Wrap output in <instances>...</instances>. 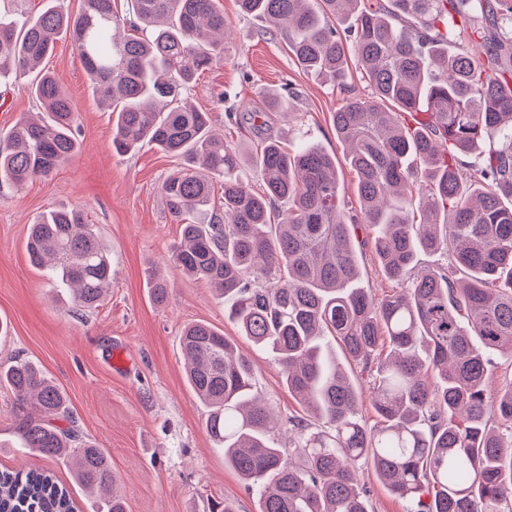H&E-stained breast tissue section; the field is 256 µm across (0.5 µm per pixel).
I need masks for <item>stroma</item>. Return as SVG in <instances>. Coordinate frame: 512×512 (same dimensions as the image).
<instances>
[{"label":"stroma","mask_w":512,"mask_h":512,"mask_svg":"<svg viewBox=\"0 0 512 512\" xmlns=\"http://www.w3.org/2000/svg\"><path fill=\"white\" fill-rule=\"evenodd\" d=\"M228 38L224 61L187 90L188 101L211 113L213 126L245 157L253 190L261 181L254 161L259 139L279 138L295 149L304 142L336 157L350 213L360 211L356 175L332 124L347 98L368 95L356 60L345 84L303 71L280 31L243 15L236 0H218ZM42 67L72 101L78 153L49 177L21 188L0 184V365L22 359L38 365L65 392L82 438L103 448L119 479L127 512H204L209 500H228L235 512H260L258 494L224 462L206 428L207 408L185 378L179 346L183 327L206 322L223 330L251 360L257 392L281 418L305 417L271 356L257 349L224 312L206 282L188 279L170 259L180 226L168 213L161 185L181 165L151 146L120 156L112 149L115 116L100 105L74 44L60 37ZM29 76L0 85V134L20 117L39 112ZM283 90L289 118L264 113L259 93ZM263 112L262 128L246 115ZM77 209L112 253V286L96 308L75 311L42 271L30 265L25 242L37 217L52 209ZM170 286L156 304L153 276ZM359 287L376 298L399 290L371 246L359 249ZM16 401L0 387V469L39 463L14 444Z\"/></svg>","instance_id":"stroma-1"}]
</instances>
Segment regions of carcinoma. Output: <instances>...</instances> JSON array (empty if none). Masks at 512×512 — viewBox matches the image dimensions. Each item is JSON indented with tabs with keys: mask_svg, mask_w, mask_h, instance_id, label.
Here are the masks:
<instances>
[{
	"mask_svg": "<svg viewBox=\"0 0 512 512\" xmlns=\"http://www.w3.org/2000/svg\"><path fill=\"white\" fill-rule=\"evenodd\" d=\"M130 2L134 23L115 0H83L76 15L48 0L34 18L0 17V83L36 71L65 33L115 113L116 153L147 144L183 160L162 183L181 224L173 262L218 291L241 335L272 355L288 392L321 422L316 430L298 418L278 424L235 343L205 322L183 329L187 382L209 408L206 431L257 489L261 512H371L360 462L409 512H512V382L492 404L485 394L495 355H512V4L238 0L242 13L285 33L308 73L343 83L354 53L371 93L346 99L332 121L356 173L358 220L347 216L336 160L322 148L290 152L263 139L255 192L240 176L243 155L184 97L224 61L216 0ZM453 36L472 50L448 51ZM31 90L45 116L19 120L0 140V181L17 188L77 152L76 113L54 76L37 71ZM473 154L480 164L465 184L460 168ZM359 239L407 286L380 300L351 287ZM420 251L451 252V269L409 277ZM26 252L79 309L99 306L112 283L111 255L79 210L42 214ZM325 336L366 374L375 425L359 414V391ZM2 383L17 400L21 446L72 465L99 493L97 512H126L105 451L52 423L70 418L54 381L18 360L0 369ZM0 512L76 506L51 472L4 470Z\"/></svg>",
	"mask_w": 512,
	"mask_h": 512,
	"instance_id": "1",
	"label": "carcinoma"
}]
</instances>
